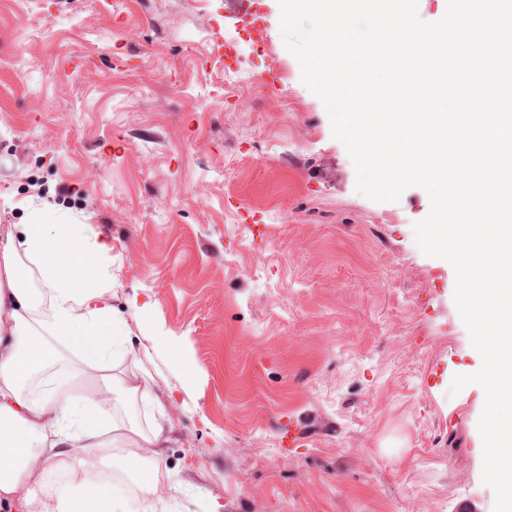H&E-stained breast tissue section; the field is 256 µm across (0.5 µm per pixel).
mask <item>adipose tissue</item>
I'll list each match as a JSON object with an SVG mask.
<instances>
[{
  "label": "adipose tissue",
  "mask_w": 512,
  "mask_h": 512,
  "mask_svg": "<svg viewBox=\"0 0 512 512\" xmlns=\"http://www.w3.org/2000/svg\"><path fill=\"white\" fill-rule=\"evenodd\" d=\"M61 227L68 235L51 239ZM90 251L64 212H32L22 236L9 230L0 236V512L17 505L29 512H128L117 489L85 479L90 461L115 448L122 454L114 467L135 479L144 512H157L165 428L155 424L147 436L118 426L108 398L117 386L134 398L148 396L146 383L116 384L106 362L120 336L110 278L101 275L90 288L79 272L62 274L64 259L81 260ZM66 347L77 352L79 367L45 396H33L31 384Z\"/></svg>",
  "instance_id": "1"
}]
</instances>
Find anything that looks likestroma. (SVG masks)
Masks as SVG:
<instances>
[{"label":"stroma","mask_w":512,"mask_h":512,"mask_svg":"<svg viewBox=\"0 0 512 512\" xmlns=\"http://www.w3.org/2000/svg\"><path fill=\"white\" fill-rule=\"evenodd\" d=\"M280 15L0 0V228L48 206L106 243L85 276H112L117 375L151 374L117 410L167 428L164 512H494L484 390H451L482 358L415 241L429 196L357 192Z\"/></svg>","instance_id":"1"}]
</instances>
